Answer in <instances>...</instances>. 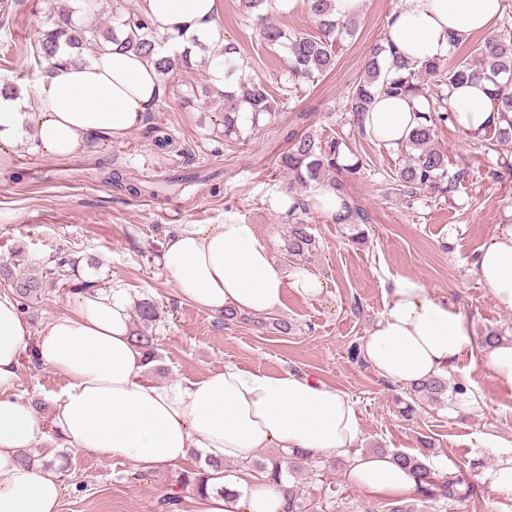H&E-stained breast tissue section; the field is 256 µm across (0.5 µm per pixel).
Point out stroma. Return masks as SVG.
Here are the masks:
<instances>
[{"instance_id": "stroma-1", "label": "stroma", "mask_w": 512, "mask_h": 512, "mask_svg": "<svg viewBox=\"0 0 512 512\" xmlns=\"http://www.w3.org/2000/svg\"><path fill=\"white\" fill-rule=\"evenodd\" d=\"M74 0H0V81L32 87L42 75L32 56L38 30L48 16ZM401 0H361V25L345 39L331 71L292 92H283L285 63L279 50L260 43L256 24L243 0H222L214 19L225 40L244 58L242 77L264 83L283 97L282 109L259 128L242 126L240 136L224 134L215 96H193L208 84L206 71L189 69L168 76L165 92L152 111L154 121L172 134L167 150L148 144L141 130L119 141L101 140L64 159L45 156L34 135L0 154V264H21L32 274L59 250L79 265L66 279L45 288L29 304L33 329L73 304L79 288L118 284L133 302H154L160 314L157 381L198 380L233 364L274 374L297 371L333 385L355 401L361 448L419 453L431 441L430 461H450L474 481L473 498L452 502L444 512H512L511 496H490L480 481L495 464L492 449L480 439L489 433L512 443V389L503 387L488 367L486 350L465 352L448 373L449 383L477 382L483 407L455 415L422 403L413 418L398 411L404 387L379 377L350 356L362 345L381 314L393 276L417 277L432 296L448 301L466 316L475 336L490 329L512 337V311L499 309L491 290L474 274L475 258L500 225L512 220V178H492L503 160L512 161V142L494 133L472 139L454 124H439L436 141L469 178L447 197L431 193L405 198L396 194L390 173L400 161L396 148L353 136L346 96L363 75V60L383 41L388 16ZM309 132L322 143L343 139L360 159L355 174L329 172L340 180L343 197L364 210L368 239L353 240L350 225L318 210L303 213L318 249L307 261L286 255L290 221L276 209L281 196L310 199L311 189L294 183L281 156L295 136ZM131 168L158 197L133 196L107 184L115 168ZM185 184H177V176ZM232 217L254 225L257 239L286 269L303 266L325 288L309 297L286 288L276 310L223 327L216 315L180 300L159 264L166 241L185 224H220ZM291 325L281 333L278 321ZM63 376L24 361L20 393L37 394L43 405L66 386ZM40 454L60 477L58 512H159L158 501L182 473L200 466L193 457L176 466L139 472L122 458L101 461L49 442ZM343 461L328 469L342 498L338 512H387L391 500L369 495L344 482Z\"/></svg>"}]
</instances>
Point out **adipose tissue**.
<instances>
[{
	"instance_id": "ef3b65f1",
	"label": "adipose tissue",
	"mask_w": 512,
	"mask_h": 512,
	"mask_svg": "<svg viewBox=\"0 0 512 512\" xmlns=\"http://www.w3.org/2000/svg\"><path fill=\"white\" fill-rule=\"evenodd\" d=\"M220 0H138L141 16L167 36L166 52L192 38L220 41L213 24ZM503 0H403L389 15L386 41L409 62L447 57L451 37L492 29ZM60 62L33 91L0 95V151L17 146L32 128L41 151L69 157L95 139L119 140L140 126L164 92L154 64L103 43L90 58L58 53ZM490 84L455 88L453 121L472 137L502 125L491 108ZM424 103L419 97L376 100L364 118L368 135L395 147L406 142ZM160 265L178 296L199 309L266 314L283 302L285 288L305 296L325 283L304 271H287L259 243L254 225L227 221L187 224L167 240ZM475 275L498 308L512 310V223L484 244ZM131 297L104 285L54 315L40 331L18 302L0 295V512H58V476L25 462L26 451L51 437L102 460L123 457L144 470H161L194 454L242 463L261 448H302L314 458L346 462V482L374 494L404 497L416 490L408 471L388 455L362 451L355 402L332 385L293 370L249 372L234 365L196 381L154 382L130 340ZM475 340L459 310L431 297L416 277L392 278L385 308L361 355L381 378L409 385L446 375ZM67 380L44 415L35 398L18 392L25 356ZM497 460L483 483L488 493L512 495V443L487 437ZM234 498L215 492L196 497L194 512H284L280 490L261 480L222 473Z\"/></svg>"
}]
</instances>
